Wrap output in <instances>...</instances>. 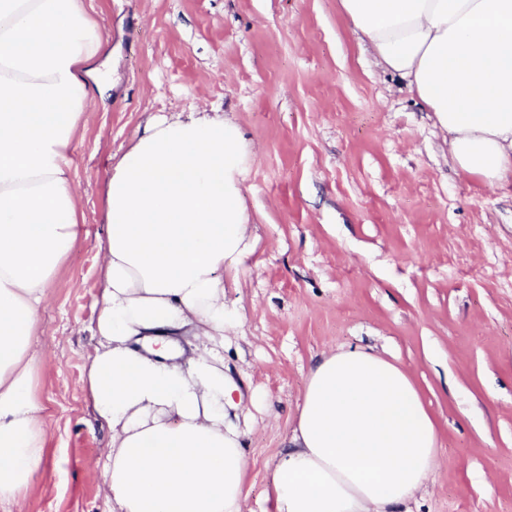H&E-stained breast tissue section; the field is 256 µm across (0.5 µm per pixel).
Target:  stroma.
Wrapping results in <instances>:
<instances>
[{"label": "stroma", "mask_w": 512, "mask_h": 512, "mask_svg": "<svg viewBox=\"0 0 512 512\" xmlns=\"http://www.w3.org/2000/svg\"><path fill=\"white\" fill-rule=\"evenodd\" d=\"M112 51L73 166L86 223L36 336L48 453L24 512H111L106 423L85 385L102 290L105 182L151 118L224 114L251 141L258 242L224 301V365L250 404L242 512H273L312 364L365 348L410 374L439 435L411 512H512V179L457 170L406 80L377 66L338 0H87Z\"/></svg>", "instance_id": "obj_1"}]
</instances>
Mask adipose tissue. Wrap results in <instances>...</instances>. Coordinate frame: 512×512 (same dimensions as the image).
Returning a JSON list of instances; mask_svg holds the SVG:
<instances>
[{
    "instance_id": "adipose-tissue-1",
    "label": "adipose tissue",
    "mask_w": 512,
    "mask_h": 512,
    "mask_svg": "<svg viewBox=\"0 0 512 512\" xmlns=\"http://www.w3.org/2000/svg\"><path fill=\"white\" fill-rule=\"evenodd\" d=\"M385 70L408 79L463 173L512 175V0H339ZM108 40L86 0H0V505L22 512L47 455L39 312L85 223L71 154ZM241 128L216 112L149 121L105 184L104 285L87 384L109 428L112 512H242L245 396L224 370L243 324L224 275L254 252ZM176 336L190 337L175 348ZM438 433L407 370L322 353L285 449L274 512H410Z\"/></svg>"
}]
</instances>
